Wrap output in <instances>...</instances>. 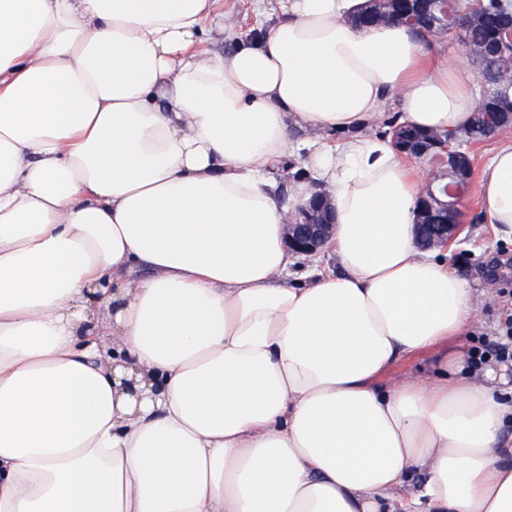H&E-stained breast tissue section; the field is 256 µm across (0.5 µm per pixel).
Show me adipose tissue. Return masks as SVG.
<instances>
[{
    "label": "adipose tissue",
    "mask_w": 512,
    "mask_h": 512,
    "mask_svg": "<svg viewBox=\"0 0 512 512\" xmlns=\"http://www.w3.org/2000/svg\"><path fill=\"white\" fill-rule=\"evenodd\" d=\"M367 0H0V512H512V379L456 353L473 290L419 249L422 186L365 134L448 133L475 80ZM274 24H266L271 14ZM235 41L213 53L214 36ZM337 266L288 280L267 172L292 128ZM512 236V140L480 176ZM434 356H414L401 361L388 374V381L432 374L436 365Z\"/></svg>",
    "instance_id": "adipose-tissue-1"
}]
</instances>
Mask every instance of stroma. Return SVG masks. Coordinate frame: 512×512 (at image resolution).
<instances>
[{
    "instance_id": "35a3bbf8",
    "label": "stroma",
    "mask_w": 512,
    "mask_h": 512,
    "mask_svg": "<svg viewBox=\"0 0 512 512\" xmlns=\"http://www.w3.org/2000/svg\"><path fill=\"white\" fill-rule=\"evenodd\" d=\"M509 139L512 127L503 129L497 138L471 146L475 177L458 204L460 239L447 248L449 264L470 281L479 296L477 327L461 341L466 349L477 346L479 338L504 335L512 322V239L500 238L485 220L477 179L501 142Z\"/></svg>"
}]
</instances>
